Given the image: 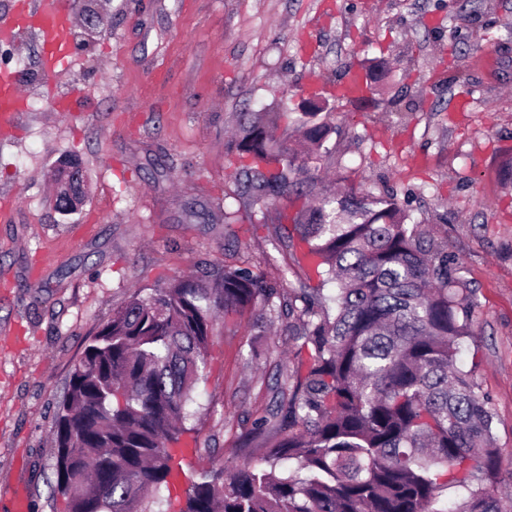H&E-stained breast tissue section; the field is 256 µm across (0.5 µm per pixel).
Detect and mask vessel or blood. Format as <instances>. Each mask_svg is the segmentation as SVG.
<instances>
[{
    "instance_id": "1",
    "label": "vessel or blood",
    "mask_w": 512,
    "mask_h": 512,
    "mask_svg": "<svg viewBox=\"0 0 512 512\" xmlns=\"http://www.w3.org/2000/svg\"><path fill=\"white\" fill-rule=\"evenodd\" d=\"M74 29L73 13L66 0H14L8 15L0 18V40L14 43L25 32L36 33L44 49L43 63L47 77H55L71 65L69 46ZM366 89V79L359 69H350L339 99L349 101ZM27 97L16 74L0 68V128H12L19 112L24 111Z\"/></svg>"
}]
</instances>
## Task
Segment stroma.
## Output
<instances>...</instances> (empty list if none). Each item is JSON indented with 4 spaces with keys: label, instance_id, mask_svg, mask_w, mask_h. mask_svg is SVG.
Segmentation results:
<instances>
[{
    "label": "stroma",
    "instance_id": "stroma-1",
    "mask_svg": "<svg viewBox=\"0 0 512 512\" xmlns=\"http://www.w3.org/2000/svg\"><path fill=\"white\" fill-rule=\"evenodd\" d=\"M112 29L44 74L36 34L0 44L24 62L29 104L0 133V512H66L55 491V415L97 331L138 289L203 269L281 257V204L233 197L226 150L240 113L301 112L310 82L384 66L370 104L328 98L325 188L397 194L474 289L478 328L457 363L494 412L512 490V0H106ZM74 98L52 108V93ZM91 174L82 210L47 182L64 156ZM238 219L223 224L221 206ZM249 317L218 326L195 391L203 442L184 477L235 457L245 415L272 401L288 330L259 362Z\"/></svg>",
    "mask_w": 512,
    "mask_h": 512
}]
</instances>
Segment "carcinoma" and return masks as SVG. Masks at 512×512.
Segmentation results:
<instances>
[{
  "mask_svg": "<svg viewBox=\"0 0 512 512\" xmlns=\"http://www.w3.org/2000/svg\"><path fill=\"white\" fill-rule=\"evenodd\" d=\"M95 0L84 30L105 29ZM312 103L293 119L307 158L331 133ZM286 112L239 123L236 191L251 205L314 197L282 227L297 265L304 246L320 284L285 287L251 260L133 293L113 310L71 372L56 413V487L67 512H170L172 448L197 433L194 389L207 375L221 315H258L251 357L276 324L288 360L273 404L246 416L239 467L189 480L179 512H512L498 495L503 459L494 414L456 364L476 334L475 293L444 246L408 223L390 196L321 195L272 135ZM334 284L328 294L323 285ZM463 495L448 505L450 490Z\"/></svg>",
  "mask_w": 512,
  "mask_h": 512,
  "instance_id": "carcinoma-1",
  "label": "carcinoma"
}]
</instances>
